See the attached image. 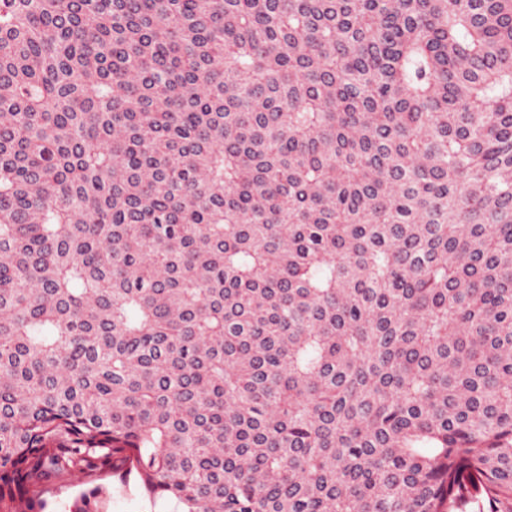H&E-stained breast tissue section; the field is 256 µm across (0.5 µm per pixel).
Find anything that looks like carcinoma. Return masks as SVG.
Instances as JSON below:
<instances>
[{
  "label": "carcinoma",
  "instance_id": "cac0c4a2",
  "mask_svg": "<svg viewBox=\"0 0 512 512\" xmlns=\"http://www.w3.org/2000/svg\"><path fill=\"white\" fill-rule=\"evenodd\" d=\"M116 458L512 512V0H0V512Z\"/></svg>",
  "mask_w": 512,
  "mask_h": 512
}]
</instances>
